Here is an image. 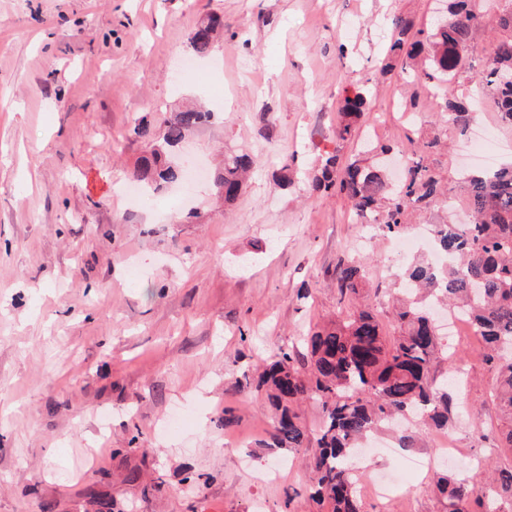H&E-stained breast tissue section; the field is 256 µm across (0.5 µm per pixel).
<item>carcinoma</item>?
I'll use <instances>...</instances> for the list:
<instances>
[{"label":"carcinoma","mask_w":512,"mask_h":512,"mask_svg":"<svg viewBox=\"0 0 512 512\" xmlns=\"http://www.w3.org/2000/svg\"><path fill=\"white\" fill-rule=\"evenodd\" d=\"M485 15L476 0H448L447 16L428 31L414 30V21L407 17H394L380 73L397 69L421 90L443 88L470 69L471 44L486 28ZM494 22L512 31V0H504ZM223 30L221 17L209 16L189 38L193 53L207 55ZM413 30L419 39L411 42ZM478 88L479 96L492 100L499 122L512 127V38L499 43L478 76ZM366 110V91L347 90L338 109L336 141L353 136L354 124ZM207 116L196 107L174 112L159 139L149 126H138L146 150L137 166V181L153 190L177 181L180 171L167 163L166 155ZM442 116L462 136L475 119L464 103L446 93ZM255 166L248 154L224 156L214 177L224 202L238 198ZM463 183L471 220L433 225L435 248L448 264L436 267L417 260L402 268L403 298L395 310L399 335L386 336L372 313L356 305L364 262L342 259L334 269L340 303L336 319L305 336L302 344L278 348L261 366L254 388L265 393L272 410L266 447L304 455L316 448L310 459V498L317 512H361L352 457L360 441L379 428L409 414L437 429L448 428L457 403L448 384L437 383L432 375L435 360L448 344L432 332L430 298L468 316L485 343L486 359L497 371L495 398L507 420L501 442L512 449V167L468 174ZM335 189L348 197L355 215L369 216L390 235L407 228L409 213L444 194L421 157L395 186L382 166L355 159L342 168L333 153L309 178L307 191L314 195ZM305 403L321 411L316 429L304 421ZM436 494L439 512H466L469 503L477 507L475 512H500L498 503L512 504V468L495 470L478 489L443 475L436 482Z\"/></svg>","instance_id":"carcinoma-1"}]
</instances>
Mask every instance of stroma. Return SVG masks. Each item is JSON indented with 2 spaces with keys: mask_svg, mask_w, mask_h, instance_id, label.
<instances>
[{
  "mask_svg": "<svg viewBox=\"0 0 512 512\" xmlns=\"http://www.w3.org/2000/svg\"><path fill=\"white\" fill-rule=\"evenodd\" d=\"M437 0H0V512H316L303 459L268 448L271 414L249 388L262 359L333 319L342 257L371 256L358 298L395 335L391 241L363 248L348 200L308 196L325 152L342 162L365 145L423 156L458 210L462 144L441 118V95L411 106L413 86L377 67L394 16L430 28ZM225 34L180 82L188 39L209 13ZM506 31L478 36L471 70L450 84L467 100L474 72ZM349 86L368 111L337 145L336 110ZM208 111L169 155L206 174L187 199L178 184L151 203L132 179L144 151L133 129L187 105ZM441 146L420 153L422 142ZM263 164L225 205L213 176L230 154ZM308 292L298 301V292ZM461 416L448 434L453 476L480 486L487 466H512L501 446L496 373L479 337L457 331ZM187 423L168 429L171 415ZM236 423L220 424L225 413ZM414 447L371 459L397 477L432 454L435 429L412 426ZM134 451H127L129 438ZM140 482L126 479L130 470ZM204 476L199 489L185 470ZM434 472H413L396 499L359 485L362 512H438ZM163 489L143 497V486Z\"/></svg>",
  "mask_w": 512,
  "mask_h": 512,
  "instance_id": "obj_1",
  "label": "stroma"
}]
</instances>
